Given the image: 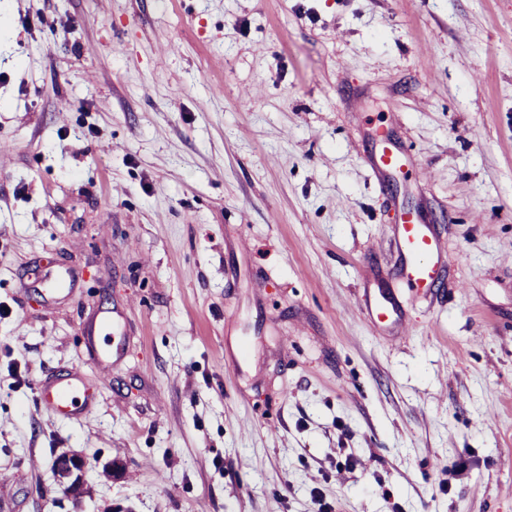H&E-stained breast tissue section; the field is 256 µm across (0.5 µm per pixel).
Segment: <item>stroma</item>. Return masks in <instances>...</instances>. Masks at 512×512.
<instances>
[{
    "instance_id": "obj_1",
    "label": "stroma",
    "mask_w": 512,
    "mask_h": 512,
    "mask_svg": "<svg viewBox=\"0 0 512 512\" xmlns=\"http://www.w3.org/2000/svg\"><path fill=\"white\" fill-rule=\"evenodd\" d=\"M1 10L0 512H512V0ZM379 127L422 171L374 173ZM403 207L443 247L426 290ZM56 371L87 418L40 402ZM39 393L48 408L68 416L87 418L95 404L79 373L47 374L40 381ZM84 461L77 456H63L55 462V473L66 492L76 496L81 488Z\"/></svg>"
}]
</instances>
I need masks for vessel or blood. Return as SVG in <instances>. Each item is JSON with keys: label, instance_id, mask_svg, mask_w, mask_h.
Instances as JSON below:
<instances>
[{"label": "vessel or blood", "instance_id": "1", "mask_svg": "<svg viewBox=\"0 0 512 512\" xmlns=\"http://www.w3.org/2000/svg\"><path fill=\"white\" fill-rule=\"evenodd\" d=\"M411 163V157L393 145L385 146L371 161L375 172L387 176L403 171ZM397 231L407 282L416 288L431 287L438 275L440 254L428 225L404 211L399 215ZM39 393L48 408L68 416L88 417L95 404L94 396L77 373L46 375L39 384Z\"/></svg>", "mask_w": 512, "mask_h": 512}]
</instances>
